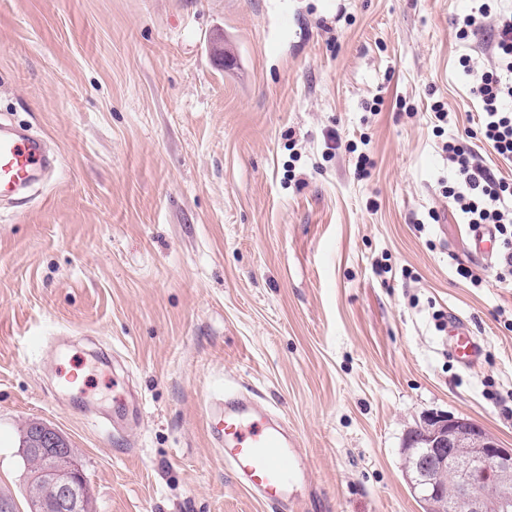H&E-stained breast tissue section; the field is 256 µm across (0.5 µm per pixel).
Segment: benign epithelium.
I'll return each mask as SVG.
<instances>
[{
    "mask_svg": "<svg viewBox=\"0 0 512 512\" xmlns=\"http://www.w3.org/2000/svg\"><path fill=\"white\" fill-rule=\"evenodd\" d=\"M421 435L406 438L403 471L411 491L431 502L434 512H512V448L472 420L449 414L429 417ZM56 481L51 508L75 507L81 467L69 466Z\"/></svg>",
    "mask_w": 512,
    "mask_h": 512,
    "instance_id": "obj_1",
    "label": "benign epithelium"
}]
</instances>
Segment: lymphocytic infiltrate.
<instances>
[{
  "label": "lymphocytic infiltrate",
  "instance_id": "1",
  "mask_svg": "<svg viewBox=\"0 0 512 512\" xmlns=\"http://www.w3.org/2000/svg\"><path fill=\"white\" fill-rule=\"evenodd\" d=\"M495 18V64L477 74L471 88L481 104L476 127L442 151L453 172L449 198L472 231L487 229L498 239L497 263L512 276V182L484 166L471 146L479 141L512 161V15Z\"/></svg>",
  "mask_w": 512,
  "mask_h": 512
}]
</instances>
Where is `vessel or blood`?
I'll list each match as a JSON object with an SVG mask.
<instances>
[{"label": "vessel or blood", "mask_w": 512, "mask_h": 512, "mask_svg": "<svg viewBox=\"0 0 512 512\" xmlns=\"http://www.w3.org/2000/svg\"><path fill=\"white\" fill-rule=\"evenodd\" d=\"M47 165L42 138L0 124V197L28 184ZM481 347L463 322L448 325V352L459 363L474 361ZM208 425L224 462L256 499L284 512L288 488L298 474L293 438L285 423H273L267 410L244 393L210 407Z\"/></svg>", "instance_id": "1"}]
</instances>
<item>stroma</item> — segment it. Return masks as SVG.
Returning a JSON list of instances; mask_svg holds the SVG:
<instances>
[{"instance_id":"1","label":"stroma","mask_w":512,"mask_h":512,"mask_svg":"<svg viewBox=\"0 0 512 512\" xmlns=\"http://www.w3.org/2000/svg\"><path fill=\"white\" fill-rule=\"evenodd\" d=\"M481 3L0 0V120L56 157L0 202L16 512L32 421L77 449L96 512H272L206 428L243 387L298 438L293 512H422L402 448L436 411L512 448V285L441 153L481 110L463 60L494 63L491 21L458 34ZM450 317L481 345L470 366ZM130 396L120 429L87 415ZM481 346L461 321L448 323V354L462 364L480 356Z\"/></svg>"}]
</instances>
